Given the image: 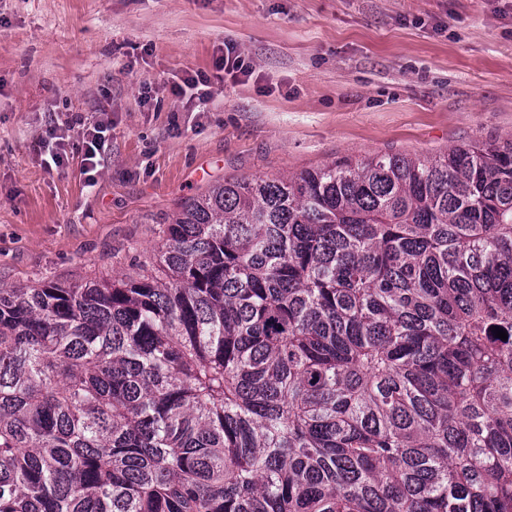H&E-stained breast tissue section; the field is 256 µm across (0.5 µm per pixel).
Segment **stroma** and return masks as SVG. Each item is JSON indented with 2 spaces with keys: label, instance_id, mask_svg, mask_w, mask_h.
I'll use <instances>...</instances> for the list:
<instances>
[{
  "label": "stroma",
  "instance_id": "35a3bbf8",
  "mask_svg": "<svg viewBox=\"0 0 512 512\" xmlns=\"http://www.w3.org/2000/svg\"><path fill=\"white\" fill-rule=\"evenodd\" d=\"M228 42L252 75L172 93ZM490 138H512V0H0V286L152 274L165 222L224 179ZM181 82H173L172 93L187 100L207 99L211 95L213 85L211 77L206 74L189 75L180 79ZM105 131L106 129L103 126L95 124L93 130L86 133V140L84 141L85 173L96 170L100 165L101 153L105 143Z\"/></svg>",
  "mask_w": 512,
  "mask_h": 512
}]
</instances>
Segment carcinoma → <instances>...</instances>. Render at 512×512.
Listing matches in <instances>:
<instances>
[{
	"mask_svg": "<svg viewBox=\"0 0 512 512\" xmlns=\"http://www.w3.org/2000/svg\"><path fill=\"white\" fill-rule=\"evenodd\" d=\"M157 266L0 287V512H512V140L217 182Z\"/></svg>",
	"mask_w": 512,
	"mask_h": 512,
	"instance_id": "1",
	"label": "carcinoma"
}]
</instances>
